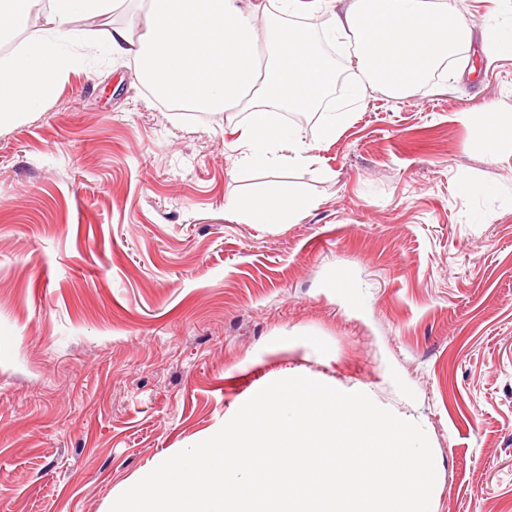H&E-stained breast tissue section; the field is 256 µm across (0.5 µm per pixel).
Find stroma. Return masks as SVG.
Masks as SVG:
<instances>
[{
    "label": "stroma",
    "instance_id": "35a3bbf8",
    "mask_svg": "<svg viewBox=\"0 0 512 512\" xmlns=\"http://www.w3.org/2000/svg\"><path fill=\"white\" fill-rule=\"evenodd\" d=\"M45 106L0 129V512H108L159 459L267 384L363 390L425 430L431 512H512V156L474 122L512 59L394 100L369 91L292 224L233 216L241 114L155 100L107 33Z\"/></svg>",
    "mask_w": 512,
    "mask_h": 512
}]
</instances>
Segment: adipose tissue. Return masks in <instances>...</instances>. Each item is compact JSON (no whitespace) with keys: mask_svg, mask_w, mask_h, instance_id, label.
Returning a JSON list of instances; mask_svg holds the SVG:
<instances>
[{"mask_svg":"<svg viewBox=\"0 0 512 512\" xmlns=\"http://www.w3.org/2000/svg\"><path fill=\"white\" fill-rule=\"evenodd\" d=\"M142 29L130 39L112 28V53L132 57L136 74L155 97L195 112L245 113L235 132L240 164L274 169L311 165L315 143L285 124L287 112H321L336 84V64L321 48L353 53L347 103L361 104L369 90L407 97L443 63L463 60L472 24L452 0H312L328 15L320 36L300 25L267 24L264 0H140ZM121 0H0V43L46 14L45 37L0 62V128L14 125L51 97L75 67L74 23L99 18ZM319 140L338 135L345 113L321 112ZM484 153L501 160L512 145V113L499 101L484 103L477 126ZM318 140V141H319ZM299 187L282 183L259 195L239 196L237 218L285 224L313 208Z\"/></svg>","mask_w":512,"mask_h":512,"instance_id":"ef3b65f1","label":"adipose tissue"}]
</instances>
